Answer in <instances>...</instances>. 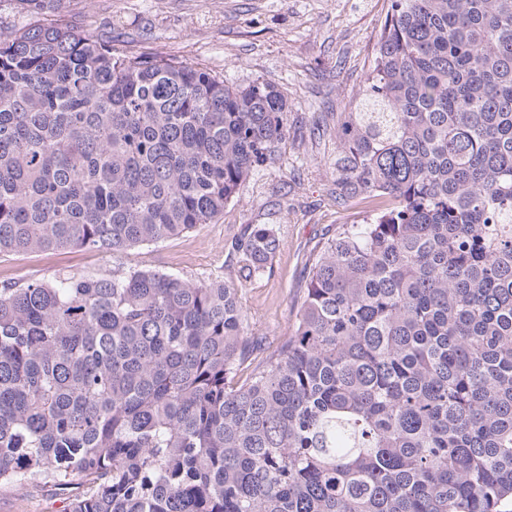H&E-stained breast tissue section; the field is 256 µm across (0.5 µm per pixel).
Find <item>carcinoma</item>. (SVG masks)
I'll use <instances>...</instances> for the list:
<instances>
[{
  "label": "carcinoma",
  "mask_w": 512,
  "mask_h": 512,
  "mask_svg": "<svg viewBox=\"0 0 512 512\" xmlns=\"http://www.w3.org/2000/svg\"><path fill=\"white\" fill-rule=\"evenodd\" d=\"M0 257L122 255L276 163L284 94L0 0ZM294 330L234 381L241 283L136 266L0 283V488L62 512H512V0H390L336 132ZM283 239L249 224L240 278ZM57 490L52 484H33L15 491L0 489V512H58Z\"/></svg>",
  "instance_id": "1"
}]
</instances>
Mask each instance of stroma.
I'll return each mask as SVG.
<instances>
[{
    "instance_id": "35a3bbf8",
    "label": "stroma",
    "mask_w": 512,
    "mask_h": 512,
    "mask_svg": "<svg viewBox=\"0 0 512 512\" xmlns=\"http://www.w3.org/2000/svg\"><path fill=\"white\" fill-rule=\"evenodd\" d=\"M94 35L134 52L175 55L239 85H275L288 100V136L278 163L254 175L212 224L144 245L122 259L91 251L37 252L0 259V281H26L66 269L118 265L184 278L233 276L231 240L248 224L276 225L283 247L270 272L244 281L242 302L258 345L241 366L245 380L294 324L309 262L343 224H361L373 205L336 198V132L363 89L389 0H68ZM49 484L0 489V512H57Z\"/></svg>"
}]
</instances>
